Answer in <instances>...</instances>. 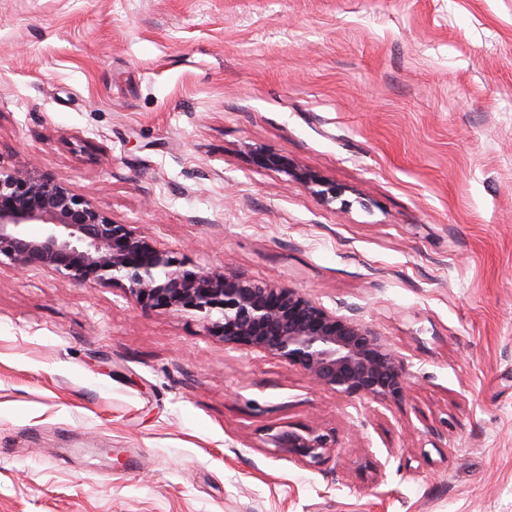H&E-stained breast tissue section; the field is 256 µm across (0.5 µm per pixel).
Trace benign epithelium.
I'll list each match as a JSON object with an SVG mask.
<instances>
[{"label": "benign epithelium", "mask_w": 512, "mask_h": 512, "mask_svg": "<svg viewBox=\"0 0 512 512\" xmlns=\"http://www.w3.org/2000/svg\"><path fill=\"white\" fill-rule=\"evenodd\" d=\"M251 160L327 203L349 205L342 188L285 156L259 150ZM2 257L22 270L47 269L82 285L119 286L154 310L198 314L224 343L276 355L347 396L397 398L408 384L400 362L370 327L328 312L295 288L191 268L46 176L0 170ZM270 441L311 464L332 448L325 435L291 431Z\"/></svg>", "instance_id": "benign-epithelium-1"}]
</instances>
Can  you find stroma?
Masks as SVG:
<instances>
[{
    "instance_id": "1",
    "label": "stroma",
    "mask_w": 512,
    "mask_h": 512,
    "mask_svg": "<svg viewBox=\"0 0 512 512\" xmlns=\"http://www.w3.org/2000/svg\"><path fill=\"white\" fill-rule=\"evenodd\" d=\"M0 167L361 321L409 379L348 397L4 260L0 512H512V0H0ZM251 160L257 168L278 171L287 178L289 177L290 180L305 186L324 202H336L344 193V190L336 186L335 183L311 171L298 168L285 156L259 150L252 154ZM340 204L346 207L349 202L346 199H340ZM277 448H289L292 453L311 464H319L330 452L331 440L325 435L304 436L291 431H282L270 438Z\"/></svg>"
}]
</instances>
